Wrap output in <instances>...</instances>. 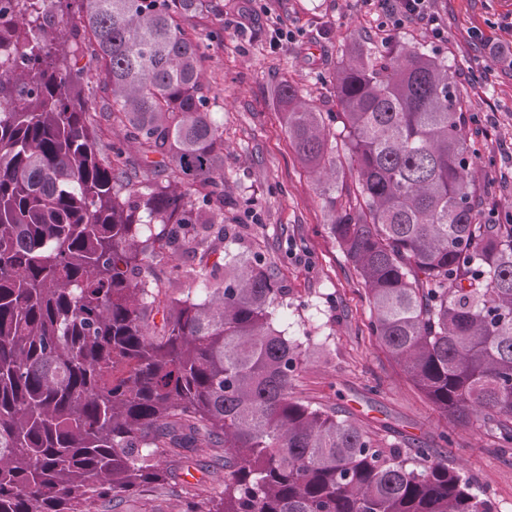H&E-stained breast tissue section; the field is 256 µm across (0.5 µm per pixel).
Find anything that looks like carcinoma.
Masks as SVG:
<instances>
[{"instance_id":"obj_1","label":"carcinoma","mask_w":512,"mask_h":512,"mask_svg":"<svg viewBox=\"0 0 512 512\" xmlns=\"http://www.w3.org/2000/svg\"><path fill=\"white\" fill-rule=\"evenodd\" d=\"M220 9L0 0V512H116L146 486L181 493L182 512H493L434 449L405 458L291 392L302 343L276 327L287 293L269 265L230 248L224 124L186 29ZM71 12L112 94L101 112L58 38ZM333 82V115L288 79L276 100L299 161L332 172L319 191L369 336L441 413L512 448V224L485 221L455 71L362 40ZM105 125L123 131L107 158ZM138 167L163 179L141 189ZM166 248L186 261L142 275ZM194 448L222 450L221 492L172 471Z\"/></svg>"}]
</instances>
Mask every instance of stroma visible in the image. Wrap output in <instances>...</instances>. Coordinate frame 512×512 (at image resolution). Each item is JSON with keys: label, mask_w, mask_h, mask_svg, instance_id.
I'll list each match as a JSON object with an SVG mask.
<instances>
[{"label": "stroma", "mask_w": 512, "mask_h": 512, "mask_svg": "<svg viewBox=\"0 0 512 512\" xmlns=\"http://www.w3.org/2000/svg\"><path fill=\"white\" fill-rule=\"evenodd\" d=\"M445 30L395 29L387 9L364 0H224L218 14L187 25L205 54V83L214 116L224 123V221L238 228L241 247L260 253L288 296L278 319L306 348L293 382L302 400L336 409L385 444L408 451L439 448L494 512H512V448L499 447L481 423L440 413L402 367L368 335L364 285L328 229L314 178L295 159L274 89L289 78L320 111H337L332 73L342 44L370 37L380 50L404 42L459 64L457 82L476 138L477 183L498 221L512 214V63L489 45L512 46V0H429ZM245 14V35L232 23ZM281 21L293 39L273 44Z\"/></svg>", "instance_id": "1"}]
</instances>
